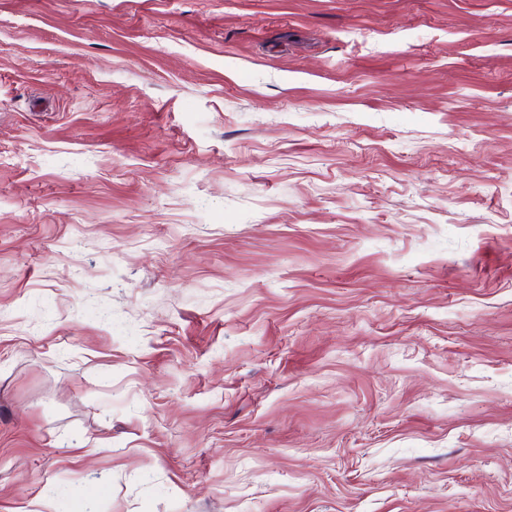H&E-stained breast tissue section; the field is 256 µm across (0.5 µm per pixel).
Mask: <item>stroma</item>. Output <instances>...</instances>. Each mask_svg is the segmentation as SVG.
Returning <instances> with one entry per match:
<instances>
[{
  "instance_id": "35a3bbf8",
  "label": "stroma",
  "mask_w": 512,
  "mask_h": 512,
  "mask_svg": "<svg viewBox=\"0 0 512 512\" xmlns=\"http://www.w3.org/2000/svg\"><path fill=\"white\" fill-rule=\"evenodd\" d=\"M38 499L512 512V0H0Z\"/></svg>"
}]
</instances>
